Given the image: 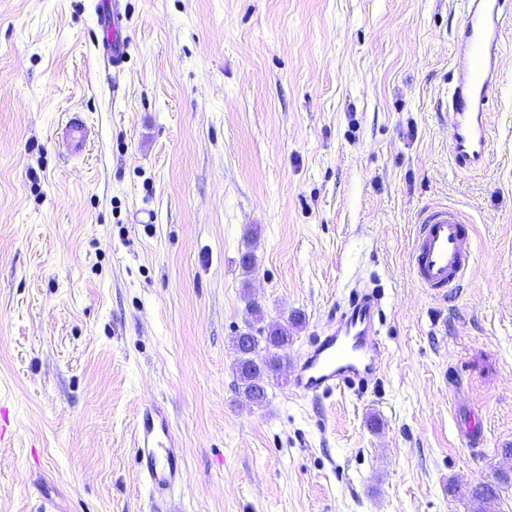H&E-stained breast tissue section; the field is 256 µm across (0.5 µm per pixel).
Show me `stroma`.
<instances>
[{
  "label": "stroma",
  "instance_id": "35a3bbf8",
  "mask_svg": "<svg viewBox=\"0 0 512 512\" xmlns=\"http://www.w3.org/2000/svg\"><path fill=\"white\" fill-rule=\"evenodd\" d=\"M99 3L0 0V512H149L148 404L182 444L171 512H474L512 472V18L489 155L462 172L437 110L456 0H120L116 69ZM439 204L474 227L441 300L412 264ZM359 281L383 297L379 371L295 394ZM251 300L293 326L258 405L232 345ZM109 2L102 4L103 23L101 24L103 37L108 44V60L112 67H120L126 60L129 50V41L118 30L117 23L110 16ZM92 131L80 113H74L61 130L60 138L73 157L80 156L86 148Z\"/></svg>",
  "mask_w": 512,
  "mask_h": 512
}]
</instances>
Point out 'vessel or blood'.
<instances>
[{
  "label": "vessel or blood",
  "mask_w": 512,
  "mask_h": 512,
  "mask_svg": "<svg viewBox=\"0 0 512 512\" xmlns=\"http://www.w3.org/2000/svg\"><path fill=\"white\" fill-rule=\"evenodd\" d=\"M461 21L450 61L448 95L439 107L448 116L451 153L459 170L480 169L485 161L490 125L489 100L501 77L502 19L512 12V0H459ZM103 37L108 60L120 67L129 43L114 19L104 17ZM92 131L80 114H73L60 138L71 156H80ZM473 250L466 220L448 207L425 209L413 246L416 281L431 296L445 297L470 271ZM382 303L376 289L358 286L340 307L329 332L319 337L297 365V394L317 396L360 387L378 369L382 353L379 325ZM138 473L154 491L166 494L185 478L184 459L171 419L161 407L149 405L134 425Z\"/></svg>",
  "instance_id": "1"
}]
</instances>
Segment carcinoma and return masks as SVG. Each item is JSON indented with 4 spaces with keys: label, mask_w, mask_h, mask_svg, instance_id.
<instances>
[{
    "label": "carcinoma",
    "mask_w": 512,
    "mask_h": 512,
    "mask_svg": "<svg viewBox=\"0 0 512 512\" xmlns=\"http://www.w3.org/2000/svg\"><path fill=\"white\" fill-rule=\"evenodd\" d=\"M251 343L245 351H237L236 374L239 394L250 403L260 404L266 399V388L258 377L262 374L276 377L281 374L285 358L280 350L292 341L290 328L276 325L269 330L249 328ZM472 497L481 504H489L499 497L497 484L486 483L475 487Z\"/></svg>",
    "instance_id": "1"
}]
</instances>
